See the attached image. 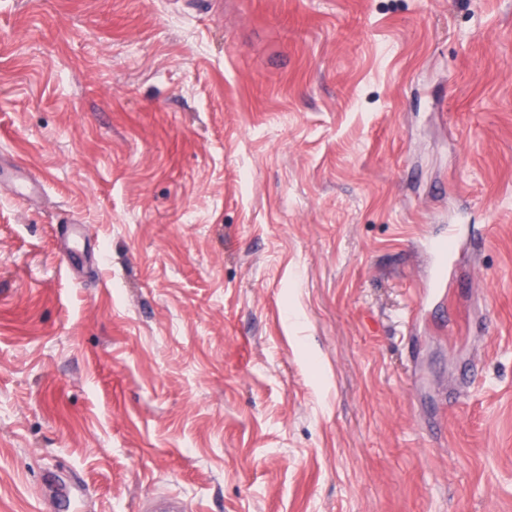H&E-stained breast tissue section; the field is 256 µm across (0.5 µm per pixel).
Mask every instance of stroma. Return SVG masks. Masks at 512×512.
<instances>
[{
    "label": "stroma",
    "instance_id": "stroma-1",
    "mask_svg": "<svg viewBox=\"0 0 512 512\" xmlns=\"http://www.w3.org/2000/svg\"><path fill=\"white\" fill-rule=\"evenodd\" d=\"M2 160L0 512H512V0H0ZM459 231L456 224H448L447 235L431 240L429 248L438 259L439 265L435 273L434 288H443L445 281V270L447 262H451L454 253V240L458 236ZM187 501L175 494L161 493L143 503L141 512H189Z\"/></svg>",
    "mask_w": 512,
    "mask_h": 512
}]
</instances>
